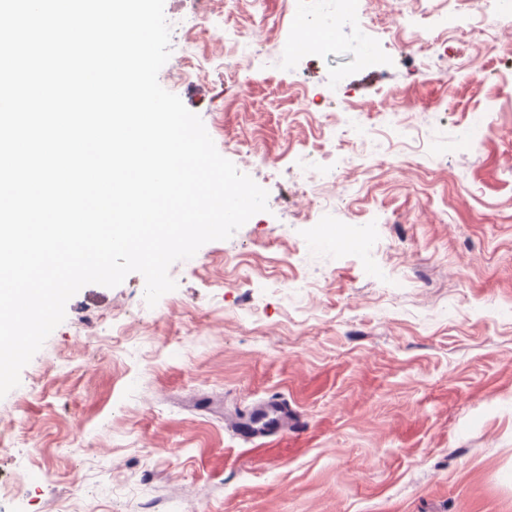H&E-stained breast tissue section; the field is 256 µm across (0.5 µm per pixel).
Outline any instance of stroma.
I'll use <instances>...</instances> for the list:
<instances>
[{
    "label": "stroma",
    "mask_w": 512,
    "mask_h": 512,
    "mask_svg": "<svg viewBox=\"0 0 512 512\" xmlns=\"http://www.w3.org/2000/svg\"><path fill=\"white\" fill-rule=\"evenodd\" d=\"M307 7L165 0L159 82L268 209L155 306L138 273L68 301L0 399V512H512V24L351 0L299 53ZM392 112L410 139L362 151ZM270 397L304 428L239 440Z\"/></svg>",
    "instance_id": "obj_1"
}]
</instances>
